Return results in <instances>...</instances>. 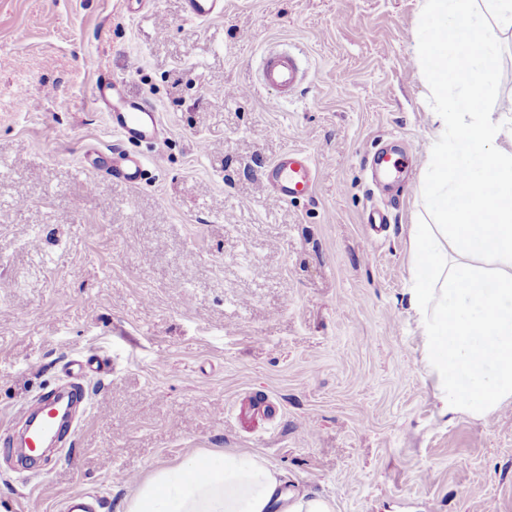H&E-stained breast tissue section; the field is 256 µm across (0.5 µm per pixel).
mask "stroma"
<instances>
[{
  "mask_svg": "<svg viewBox=\"0 0 512 512\" xmlns=\"http://www.w3.org/2000/svg\"><path fill=\"white\" fill-rule=\"evenodd\" d=\"M421 0H0V512H120L136 480L194 455H259L335 512H512V402L448 419L410 306L432 106ZM297 45L303 83L259 80ZM156 106L161 167L131 186L98 75ZM381 147L403 164L373 183ZM312 197L260 183L291 149ZM385 212L383 231L363 217ZM91 355L90 411L23 469V408ZM134 475L124 483L120 475ZM185 6L194 19H210L224 12L223 0H185Z\"/></svg>",
  "mask_w": 512,
  "mask_h": 512,
  "instance_id": "35a3bbf8",
  "label": "stroma"
}]
</instances>
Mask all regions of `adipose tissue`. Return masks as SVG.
I'll list each match as a JSON object with an SVG mask.
<instances>
[{"label": "adipose tissue", "instance_id": "ef3b65f1", "mask_svg": "<svg viewBox=\"0 0 512 512\" xmlns=\"http://www.w3.org/2000/svg\"><path fill=\"white\" fill-rule=\"evenodd\" d=\"M415 54L435 102L412 237L410 303L441 416L512 402V101L490 110L512 0H423ZM122 512H335L284 491L262 458L211 452L153 471Z\"/></svg>", "mask_w": 512, "mask_h": 512}]
</instances>
